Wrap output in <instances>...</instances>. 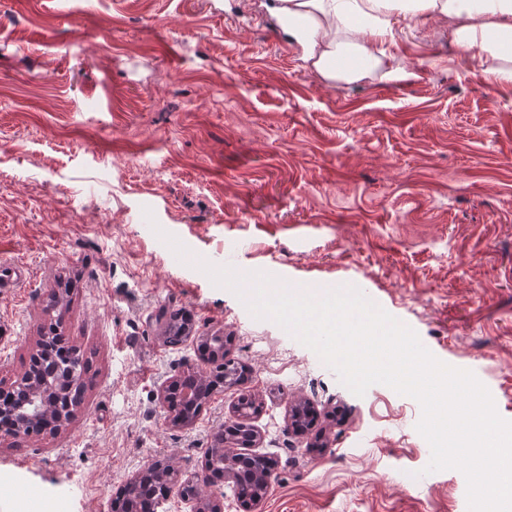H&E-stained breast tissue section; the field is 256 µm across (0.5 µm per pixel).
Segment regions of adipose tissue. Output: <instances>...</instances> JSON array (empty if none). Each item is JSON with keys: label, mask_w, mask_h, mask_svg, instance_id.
<instances>
[{"label": "adipose tissue", "mask_w": 512, "mask_h": 512, "mask_svg": "<svg viewBox=\"0 0 512 512\" xmlns=\"http://www.w3.org/2000/svg\"><path fill=\"white\" fill-rule=\"evenodd\" d=\"M280 10L308 24L307 59L325 79H408L406 70L386 59L380 43L392 38L394 17L441 15L460 58L471 61L489 83L512 88V0H282ZM349 53L358 65L341 66Z\"/></svg>", "instance_id": "obj_1"}]
</instances>
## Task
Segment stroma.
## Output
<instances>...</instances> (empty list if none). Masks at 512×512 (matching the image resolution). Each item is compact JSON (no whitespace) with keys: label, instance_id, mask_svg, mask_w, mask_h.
Segmentation results:
<instances>
[{"label":"stroma","instance_id":"obj_1","mask_svg":"<svg viewBox=\"0 0 512 512\" xmlns=\"http://www.w3.org/2000/svg\"><path fill=\"white\" fill-rule=\"evenodd\" d=\"M281 24L279 0H0V263L29 270L0 288V378L55 290L90 362L60 431H0V512H112L155 461L202 471L244 396L274 463L254 512H468L464 475L426 470L415 399L354 395L196 263L358 287L512 420V89L452 61L444 18H396L394 83L324 79ZM213 336L246 373L176 425L158 390L209 370Z\"/></svg>","mask_w":512,"mask_h":512}]
</instances>
